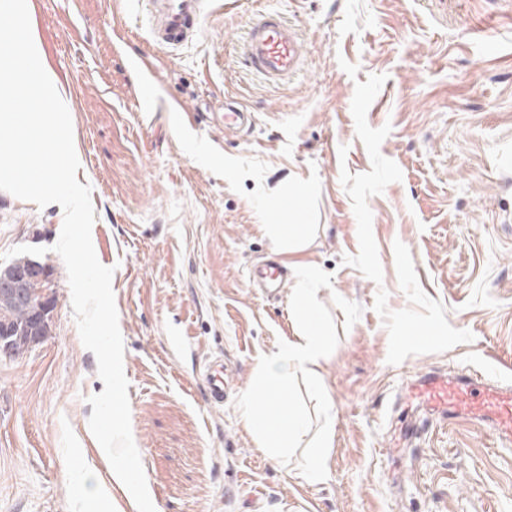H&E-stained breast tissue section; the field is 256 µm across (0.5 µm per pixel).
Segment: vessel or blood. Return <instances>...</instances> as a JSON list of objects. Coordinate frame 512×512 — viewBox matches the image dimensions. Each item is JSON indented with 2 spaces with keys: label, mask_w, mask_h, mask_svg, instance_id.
<instances>
[{
  "label": "vessel or blood",
  "mask_w": 512,
  "mask_h": 512,
  "mask_svg": "<svg viewBox=\"0 0 512 512\" xmlns=\"http://www.w3.org/2000/svg\"><path fill=\"white\" fill-rule=\"evenodd\" d=\"M157 8L152 27L156 42L168 47L184 44L197 24L195 10L200 0H148ZM247 64L272 83H282L303 67L306 46L298 30L278 13L260 11L250 21L241 45ZM133 67L142 82L137 88L139 106L150 111V84L157 63L149 55L136 56ZM407 400L417 402L426 414L442 419H474L499 440L512 442V385L491 382L480 371L470 373H427L407 389Z\"/></svg>",
  "instance_id": "vessel-or-blood-1"
}]
</instances>
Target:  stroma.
<instances>
[{"label": "stroma", "instance_id": "obj_1", "mask_svg": "<svg viewBox=\"0 0 512 512\" xmlns=\"http://www.w3.org/2000/svg\"><path fill=\"white\" fill-rule=\"evenodd\" d=\"M188 42L154 43L147 4L30 0L95 210L98 260L124 342L131 429L156 512H512V447L468 422L420 424L393 447L405 418L402 386L428 370L484 371L512 383V0H204ZM275 10L299 29L301 71L272 85L239 44L251 15ZM159 59V99L192 115L142 112L127 57ZM356 64L349 76L340 60ZM387 80L367 112L390 125L382 155L401 181L369 198L381 283L345 265L359 251L341 170L371 159L351 112L355 84ZM252 115L224 129V101ZM347 153H340V146ZM64 214L0 191V265L44 264L54 304L46 336L0 356V512H136L111 482L89 429L101 393L81 343L67 271L53 247ZM308 224L306 247H276L271 229ZM409 249L422 290L471 342L387 362L378 290L397 311L393 245ZM289 271L261 293L248 276L267 261ZM332 274L317 297L339 343L322 364L332 398L326 480L257 448L235 399L261 356L299 328L293 272ZM224 359V403L212 405L201 365Z\"/></svg>", "mask_w": 512, "mask_h": 512}]
</instances>
